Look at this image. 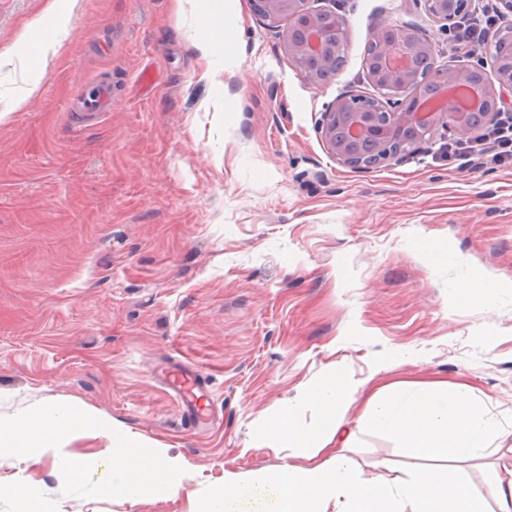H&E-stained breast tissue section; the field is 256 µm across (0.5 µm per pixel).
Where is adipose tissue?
Instances as JSON below:
<instances>
[{"label": "adipose tissue", "mask_w": 512, "mask_h": 512, "mask_svg": "<svg viewBox=\"0 0 512 512\" xmlns=\"http://www.w3.org/2000/svg\"><path fill=\"white\" fill-rule=\"evenodd\" d=\"M78 0H46L33 28L46 34L29 55L0 53V68L19 62L24 72L0 107V125L22 111L38 92L49 62L64 52ZM365 398L368 427L393 435L414 456L455 461L483 459L501 432L500 422L483 410L468 387L440 380L398 381L369 390L366 381L332 373L280 409L265 429V440L290 450L296 461L281 467L238 472L213 488L197 512H512V476L493 474L484 483L420 469L405 479L366 481L347 454L355 433L345 412L355 395ZM312 411L313 428H299L298 414Z\"/></svg>", "instance_id": "1"}]
</instances>
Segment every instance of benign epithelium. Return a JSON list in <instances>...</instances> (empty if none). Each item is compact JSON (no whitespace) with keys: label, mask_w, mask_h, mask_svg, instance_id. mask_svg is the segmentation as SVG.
<instances>
[{"label":"benign epithelium","mask_w":512,"mask_h":512,"mask_svg":"<svg viewBox=\"0 0 512 512\" xmlns=\"http://www.w3.org/2000/svg\"><path fill=\"white\" fill-rule=\"evenodd\" d=\"M426 13L443 27L465 16L473 0H421ZM502 26L491 42L494 77L484 63L466 60L435 65V48L426 30L382 21L370 33L372 52L365 70L373 106L360 107L366 95L346 91L328 105L318 125L321 139L341 163L358 170L398 162L421 150L442 130L452 137H473L506 115L505 92L512 93V0H497ZM254 14L282 32V47L303 78L323 84L343 55L348 40L345 18L332 9H313L308 0H251Z\"/></svg>","instance_id":"7a95c632"}]
</instances>
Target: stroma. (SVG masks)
Wrapping results in <instances>:
<instances>
[{"label": "stroma", "instance_id": "35a3bbf8", "mask_svg": "<svg viewBox=\"0 0 512 512\" xmlns=\"http://www.w3.org/2000/svg\"><path fill=\"white\" fill-rule=\"evenodd\" d=\"M348 27L345 63L315 86L278 32L242 19L202 75L200 0H80L69 46L40 91L0 125V416L47 401L101 413L181 459L169 497L63 494L50 458L0 457V483L42 512H195L225 474L288 464L262 445L266 420L341 370L372 387L468 385L503 425L491 459L460 463L481 483L512 469V164L423 150L369 170L340 163L318 122L342 92L371 93L366 49L383 19L424 28L435 62L458 63L448 32L415 0H310ZM45 0H0V53L24 50ZM112 110L76 111L99 83ZM448 250L429 259L422 240ZM497 280L494 305L456 285ZM205 383L210 423L183 419L157 369ZM367 481L420 467L396 439L359 429Z\"/></svg>", "mask_w": 512, "mask_h": 512}]
</instances>
